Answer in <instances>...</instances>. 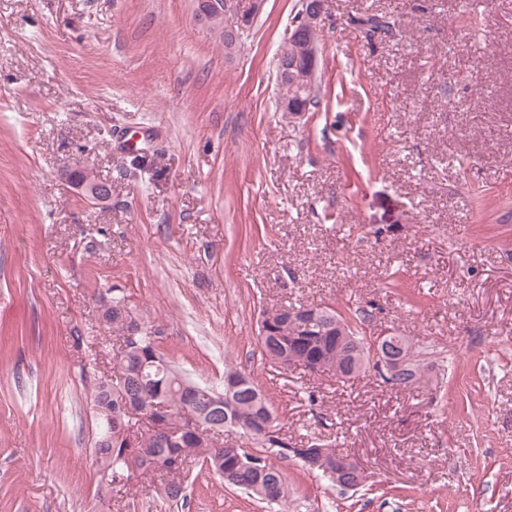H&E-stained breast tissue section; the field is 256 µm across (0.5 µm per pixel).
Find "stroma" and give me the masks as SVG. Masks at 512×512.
<instances>
[{
  "label": "stroma",
  "mask_w": 512,
  "mask_h": 512,
  "mask_svg": "<svg viewBox=\"0 0 512 512\" xmlns=\"http://www.w3.org/2000/svg\"><path fill=\"white\" fill-rule=\"evenodd\" d=\"M196 8L0 0V512H276L197 466L185 507L142 477L98 499L116 292L182 374L238 364L289 438L370 474L285 461L288 512H512V0H327L298 119L276 75L299 0H231L229 48ZM380 14L399 30L369 34ZM290 303L371 311L425 376L279 375L257 336Z\"/></svg>",
  "instance_id": "35a3bbf8"
}]
</instances>
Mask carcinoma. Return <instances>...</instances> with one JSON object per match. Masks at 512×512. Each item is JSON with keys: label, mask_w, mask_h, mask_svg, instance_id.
<instances>
[{"label": "carcinoma", "mask_w": 512, "mask_h": 512, "mask_svg": "<svg viewBox=\"0 0 512 512\" xmlns=\"http://www.w3.org/2000/svg\"><path fill=\"white\" fill-rule=\"evenodd\" d=\"M369 31H391L396 22L385 17L358 19ZM292 101L300 106L314 107L318 88L309 91L291 90ZM67 180L89 192L95 176L83 170L66 173ZM300 305L280 307L274 323L262 320L259 345L262 355L280 373L285 374L297 363L312 374L332 371L336 363H357L358 373L372 368L367 337L363 329L353 325L335 307L314 305L316 311L313 335H304L298 323ZM133 317L125 296L112 298L105 311L106 326L125 336ZM343 325L349 341L338 344L336 325ZM408 368L382 377L384 383L407 389L418 383L424 363L412 341L402 336ZM319 357L331 364L327 369L312 366ZM92 406L97 416L98 432L94 456L98 467L99 497L111 492V485L128 482L133 475L157 476L163 480L166 497L178 503L186 499L181 475L197 461L224 477V482L260 501L288 508L291 488L281 462L295 459L307 469L317 471L331 480L346 479L350 488L362 486L368 475L352 473L336 475V463L346 454L316 438L297 448L282 437L280 423L272 404L259 384L242 370L227 365L224 387L217 391L198 385L183 377L165 358L153 336L142 338L138 347L120 354L112 367V380L95 379ZM164 407L167 433L157 434L148 428L136 429L139 418Z\"/></svg>", "instance_id": "carcinoma-1"}]
</instances>
